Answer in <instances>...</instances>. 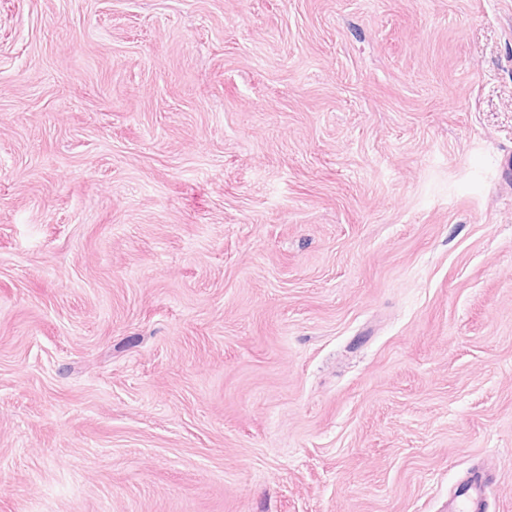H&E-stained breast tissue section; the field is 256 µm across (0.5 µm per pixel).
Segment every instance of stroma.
Returning a JSON list of instances; mask_svg holds the SVG:
<instances>
[{"mask_svg":"<svg viewBox=\"0 0 512 512\" xmlns=\"http://www.w3.org/2000/svg\"><path fill=\"white\" fill-rule=\"evenodd\" d=\"M512 0H0V512H512ZM490 483L480 472H474L461 485L448 502V512H470L477 503H482L490 492Z\"/></svg>","mask_w":512,"mask_h":512,"instance_id":"1","label":"stroma"}]
</instances>
